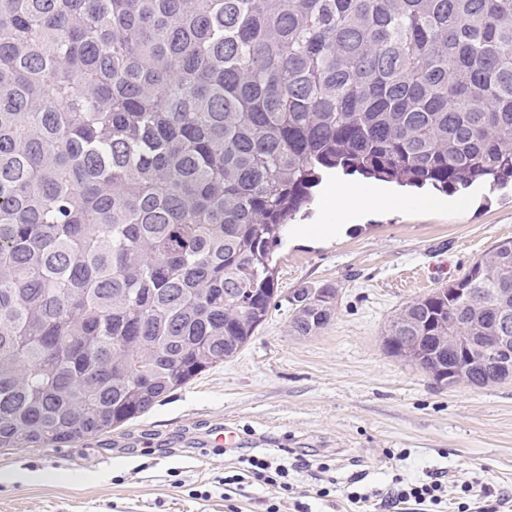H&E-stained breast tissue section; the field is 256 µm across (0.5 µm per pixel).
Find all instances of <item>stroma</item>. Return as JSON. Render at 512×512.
Returning <instances> with one entry per match:
<instances>
[{
    "label": "stroma",
    "mask_w": 512,
    "mask_h": 512,
    "mask_svg": "<svg viewBox=\"0 0 512 512\" xmlns=\"http://www.w3.org/2000/svg\"><path fill=\"white\" fill-rule=\"evenodd\" d=\"M336 174L300 222L338 224L324 238L283 237L274 249L278 298L233 357L121 428L59 448H0V512H388L399 483L440 476V512L484 492L512 494V381L438 387L387 354L398 309L460 279L512 238V190L444 195L390 184L396 202L345 221ZM334 287L338 307L313 336L294 333L288 297ZM232 424L246 443L202 447ZM286 449L291 490L225 484L240 454Z\"/></svg>",
    "instance_id": "1"
}]
</instances>
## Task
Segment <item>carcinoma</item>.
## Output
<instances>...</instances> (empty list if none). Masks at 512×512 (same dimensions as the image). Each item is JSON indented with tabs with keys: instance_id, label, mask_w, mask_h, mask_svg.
Listing matches in <instances>:
<instances>
[{
	"instance_id": "cac0c4a2",
	"label": "carcinoma",
	"mask_w": 512,
	"mask_h": 512,
	"mask_svg": "<svg viewBox=\"0 0 512 512\" xmlns=\"http://www.w3.org/2000/svg\"><path fill=\"white\" fill-rule=\"evenodd\" d=\"M341 171L512 187V0H0V448L110 431L234 356L273 248ZM391 319L440 386L512 379L476 347L512 240ZM288 300L300 336L337 294Z\"/></svg>"
}]
</instances>
